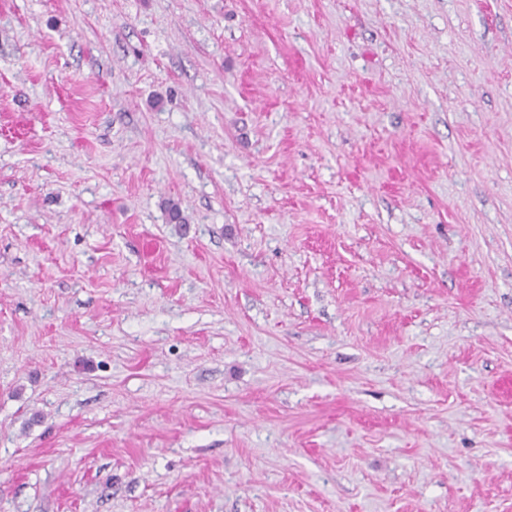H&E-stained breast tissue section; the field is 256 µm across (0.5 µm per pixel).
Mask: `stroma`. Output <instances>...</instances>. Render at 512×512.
Wrapping results in <instances>:
<instances>
[{
    "label": "stroma",
    "mask_w": 512,
    "mask_h": 512,
    "mask_svg": "<svg viewBox=\"0 0 512 512\" xmlns=\"http://www.w3.org/2000/svg\"><path fill=\"white\" fill-rule=\"evenodd\" d=\"M0 512H512V0H0Z\"/></svg>",
    "instance_id": "stroma-1"
}]
</instances>
